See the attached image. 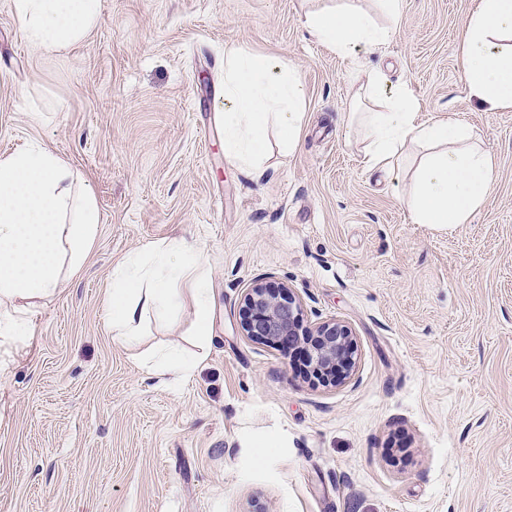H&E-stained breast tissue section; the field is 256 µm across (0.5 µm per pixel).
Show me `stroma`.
I'll use <instances>...</instances> for the list:
<instances>
[{
    "label": "stroma",
    "instance_id": "35a3bbf8",
    "mask_svg": "<svg viewBox=\"0 0 512 512\" xmlns=\"http://www.w3.org/2000/svg\"><path fill=\"white\" fill-rule=\"evenodd\" d=\"M474 0H402L387 44L352 58L315 41L311 0H102L55 53L0 0V156L38 142L91 183L100 234L82 270L0 338V512H512V110L471 98L460 42ZM295 70L293 154L254 179L224 155V50ZM427 123L459 120L493 154L469 223H413L409 170L369 169L349 123L371 71ZM201 246L212 336L172 325L113 339L105 297L133 252ZM286 285L301 326L353 332L332 385L305 357L244 336L256 282ZM204 359L179 383L161 350Z\"/></svg>",
    "mask_w": 512,
    "mask_h": 512
}]
</instances>
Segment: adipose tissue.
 I'll list each match as a JSON object with an SVG mask.
<instances>
[{
	"mask_svg": "<svg viewBox=\"0 0 512 512\" xmlns=\"http://www.w3.org/2000/svg\"><path fill=\"white\" fill-rule=\"evenodd\" d=\"M25 38L60 52L83 41L98 24L102 0H11ZM401 0H377L368 12L353 0L308 12L309 32L343 56L387 43ZM463 80L469 94L491 108L512 109V0H476L461 39ZM360 98L369 102L351 119L368 140L370 169L402 167L406 146L424 148L413 174L408 208L413 223H469L495 178V159L468 144L456 119L425 123L407 86L383 88L369 74ZM305 91L295 71L238 48L224 52V154L262 178L269 142L283 153L298 146L305 118ZM100 231L95 193L84 176L46 147L33 143L0 158V336L24 335L23 319L37 301L52 296L65 278L85 265ZM188 285L194 303V334L212 331L213 288L197 244L173 237L147 254L125 258L106 299L112 335L138 344L147 317L168 324Z\"/></svg>",
	"mask_w": 512,
	"mask_h": 512,
	"instance_id": "adipose-tissue-1",
	"label": "adipose tissue"
}]
</instances>
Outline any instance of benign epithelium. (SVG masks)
Instances as JSON below:
<instances>
[{
	"instance_id": "7a95c632",
	"label": "benign epithelium",
	"mask_w": 512,
	"mask_h": 512,
	"mask_svg": "<svg viewBox=\"0 0 512 512\" xmlns=\"http://www.w3.org/2000/svg\"><path fill=\"white\" fill-rule=\"evenodd\" d=\"M240 325L243 334L253 340L307 347L309 371L323 383H336L352 373L351 329L334 320L318 326L311 339L304 338L299 333L300 305L284 286L254 284L244 296Z\"/></svg>"
}]
</instances>
